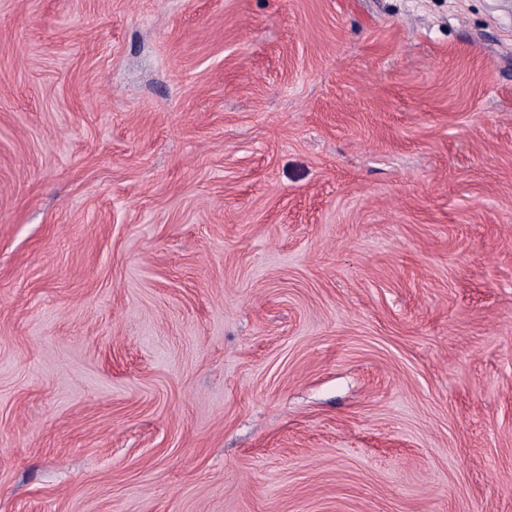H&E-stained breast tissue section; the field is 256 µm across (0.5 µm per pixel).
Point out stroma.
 Returning <instances> with one entry per match:
<instances>
[{
  "label": "stroma",
  "instance_id": "obj_1",
  "mask_svg": "<svg viewBox=\"0 0 512 512\" xmlns=\"http://www.w3.org/2000/svg\"><path fill=\"white\" fill-rule=\"evenodd\" d=\"M0 512H512V0H0Z\"/></svg>",
  "mask_w": 512,
  "mask_h": 512
}]
</instances>
